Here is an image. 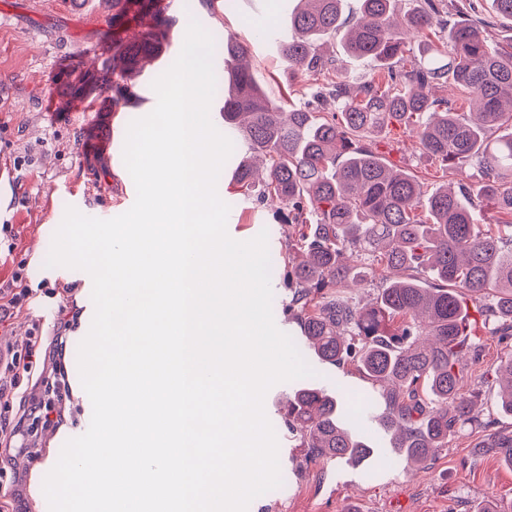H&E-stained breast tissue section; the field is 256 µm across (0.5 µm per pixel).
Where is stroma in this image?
Listing matches in <instances>:
<instances>
[{
    "label": "stroma",
    "instance_id": "stroma-1",
    "mask_svg": "<svg viewBox=\"0 0 512 512\" xmlns=\"http://www.w3.org/2000/svg\"><path fill=\"white\" fill-rule=\"evenodd\" d=\"M294 6L295 0H227L218 15L199 8L197 20L249 43L258 80L273 97L301 106L317 80L289 72L276 49L253 36L257 21L283 29ZM110 16L103 0H0V225L11 227L0 236V285L19 271L30 292L27 303L10 309L8 333L21 340L41 327L47 367L73 386L80 382L78 346L91 323L70 324L63 357L55 351V317L59 309L72 313L78 302H90L92 279L82 270L46 267L45 260L68 206L82 203L86 215L121 208L129 176L127 126L155 108L152 83L162 73L155 64L146 68L135 89L139 101L126 112L111 111L96 91L74 96L70 66L88 61V47L111 38ZM376 146L389 164L415 172L428 189L472 179V169L445 168L429 158L405 130L378 137ZM217 192L230 207V237L248 241L264 231L270 254H293L292 226L277 223L269 204L238 195L230 167H223ZM475 343L478 358L465 389L480 421L462 427L425 467L406 471L395 463L369 479L346 463L306 461L304 449L282 429L276 433L282 485L255 498L248 512H478L490 500L512 501V468L478 448L483 422L512 432V418L497 410L496 374L512 338L482 329ZM28 400L27 386L14 389L11 421L0 427V467L11 480L13 512H33L28 461L45 456L51 438L44 431L15 435Z\"/></svg>",
    "mask_w": 512,
    "mask_h": 512
}]
</instances>
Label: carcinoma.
Wrapping results in <instances>:
<instances>
[{
  "instance_id": "obj_1",
  "label": "carcinoma",
  "mask_w": 512,
  "mask_h": 512,
  "mask_svg": "<svg viewBox=\"0 0 512 512\" xmlns=\"http://www.w3.org/2000/svg\"><path fill=\"white\" fill-rule=\"evenodd\" d=\"M112 27L131 13L140 29L112 39V55L91 71L72 65L77 91L111 92L110 106L133 104L129 84L168 48L176 17L158 0H110ZM493 23L464 9L445 20L442 0H360L349 19L344 0H298L278 49L288 70L322 76L318 106L287 107L256 79L244 43L225 36L216 76L224 130L243 145L233 174L237 192L288 207L297 256L284 267L286 312L311 354L324 364L353 362L378 392L371 406L386 447L400 462L429 461L464 424L478 421L463 392L460 359L477 352L465 303H481L482 325L512 336V250L493 227L512 229V42H494ZM386 71L353 75L324 54ZM455 85L473 97L456 111L437 90ZM398 124L443 166L477 167L481 185L429 191L412 172L385 162L369 137ZM494 224H479L482 206ZM386 281L375 301L347 295L351 284ZM502 414L512 417V354L497 366ZM338 397L309 380L288 398L281 426L305 449V460L378 464L377 439L349 424ZM487 447L512 466V432L487 434Z\"/></svg>"
}]
</instances>
